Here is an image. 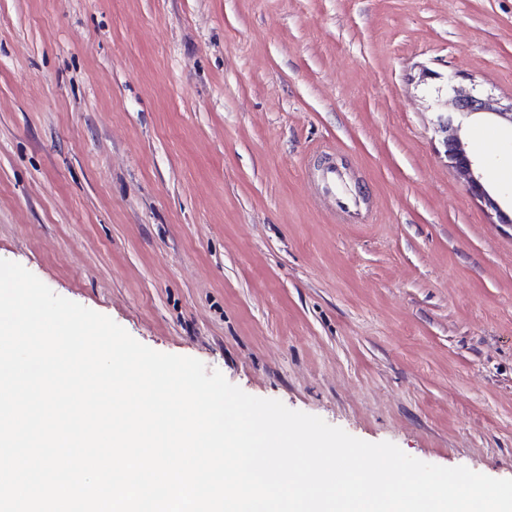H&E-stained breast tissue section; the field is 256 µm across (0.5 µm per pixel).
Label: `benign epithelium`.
Segmentation results:
<instances>
[{
  "label": "benign epithelium",
  "instance_id": "1",
  "mask_svg": "<svg viewBox=\"0 0 512 512\" xmlns=\"http://www.w3.org/2000/svg\"><path fill=\"white\" fill-rule=\"evenodd\" d=\"M444 106L446 111L438 116V129L444 134L443 145L448 163L468 192L495 214L498 223L512 224V212L505 211L497 196L487 189L482 181L479 163L468 154L459 136L461 119L473 115L496 116L512 126V104L503 107L493 97L479 94L474 89L466 88L450 79Z\"/></svg>",
  "mask_w": 512,
  "mask_h": 512
}]
</instances>
